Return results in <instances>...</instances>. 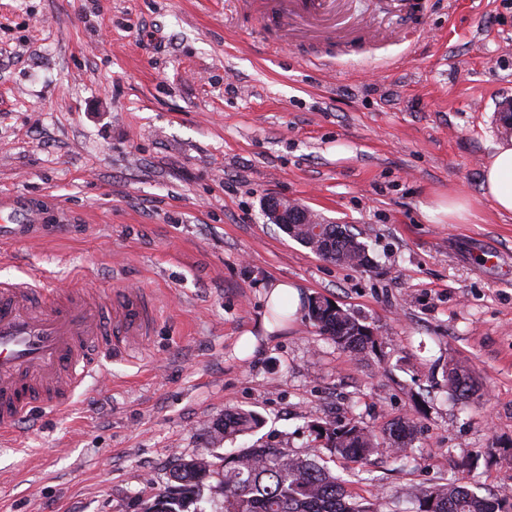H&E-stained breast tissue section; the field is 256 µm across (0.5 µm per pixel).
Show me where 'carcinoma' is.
<instances>
[{
    "label": "carcinoma",
    "mask_w": 512,
    "mask_h": 512,
    "mask_svg": "<svg viewBox=\"0 0 512 512\" xmlns=\"http://www.w3.org/2000/svg\"><path fill=\"white\" fill-rule=\"evenodd\" d=\"M294 228L293 238L324 259L349 265L369 263L364 244L337 224L327 225L329 239L323 242L309 236L302 224ZM308 316L349 353L364 354L376 347L371 330L329 300L309 299ZM445 386L450 395L463 401L475 392L471 373L458 363H448ZM262 424L253 412H226L212 430L214 437L223 439L251 433ZM322 429L319 437L325 439L331 454L361 464L384 444L394 448L400 459L407 458L415 432L408 419L390 423L379 434L358 421L327 422ZM215 476L224 495V512H381L379 504L348 494L316 458L292 456L282 448L260 443L223 457L219 468L202 455L183 461L172 473L171 484L143 502V512H187V505L202 496L206 482ZM414 512H512V497L480 496L463 485L436 483L422 492Z\"/></svg>",
    "instance_id": "cac0c4a2"
}]
</instances>
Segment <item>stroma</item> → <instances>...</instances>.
Segmentation results:
<instances>
[{
    "label": "stroma",
    "instance_id": "obj_1",
    "mask_svg": "<svg viewBox=\"0 0 512 512\" xmlns=\"http://www.w3.org/2000/svg\"><path fill=\"white\" fill-rule=\"evenodd\" d=\"M424 26L326 72L310 47L272 52L242 0H0V200L66 229L0 243V278L143 288L158 311L68 410L0 437V512H141L176 463L258 438L319 453L385 512L441 482L512 491V215L482 189L512 98V0H431ZM448 194L467 221L426 215ZM271 196L348 227L371 264L291 238ZM278 278L348 310L375 350L343 351L305 317L265 331ZM452 359L478 383L468 402L444 386ZM234 409L263 427L215 440ZM406 417V460L346 464L316 436Z\"/></svg>",
    "mask_w": 512,
    "mask_h": 512
}]
</instances>
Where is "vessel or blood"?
Wrapping results in <instances>:
<instances>
[{"label": "vessel or blood", "mask_w": 512, "mask_h": 512, "mask_svg": "<svg viewBox=\"0 0 512 512\" xmlns=\"http://www.w3.org/2000/svg\"><path fill=\"white\" fill-rule=\"evenodd\" d=\"M342 0H245L255 19L276 31L278 44L343 43L351 50L371 40L402 43L404 30L374 20L330 25ZM429 0H382L381 10L402 22L426 14ZM25 223L0 221V241L29 239ZM156 309L146 291L130 289L104 300L97 292L40 288L26 278L0 282V433L34 412L65 410L72 393L100 359L150 335Z\"/></svg>", "instance_id": "1"}]
</instances>
